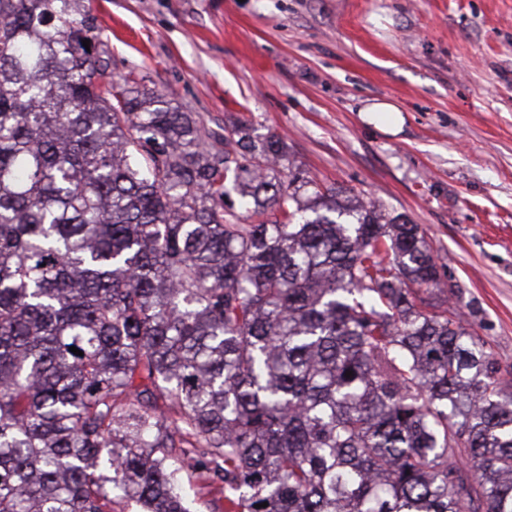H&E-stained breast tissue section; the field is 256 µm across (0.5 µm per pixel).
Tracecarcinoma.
<instances>
[{"instance_id":"obj_1","label":"carcinoma","mask_w":512,"mask_h":512,"mask_svg":"<svg viewBox=\"0 0 512 512\" xmlns=\"http://www.w3.org/2000/svg\"><path fill=\"white\" fill-rule=\"evenodd\" d=\"M101 33L0 0V512H188L185 465L224 512H512V389L419 225L115 83Z\"/></svg>"}]
</instances>
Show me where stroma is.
Here are the masks:
<instances>
[{
    "instance_id": "obj_1",
    "label": "stroma",
    "mask_w": 512,
    "mask_h": 512,
    "mask_svg": "<svg viewBox=\"0 0 512 512\" xmlns=\"http://www.w3.org/2000/svg\"><path fill=\"white\" fill-rule=\"evenodd\" d=\"M112 78L419 224L512 385V0H90Z\"/></svg>"
}]
</instances>
